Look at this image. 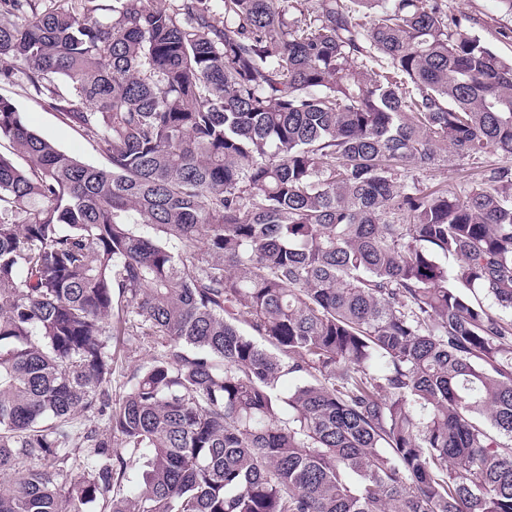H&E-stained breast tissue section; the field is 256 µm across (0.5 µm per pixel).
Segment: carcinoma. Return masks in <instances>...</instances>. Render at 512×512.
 Here are the masks:
<instances>
[{
    "label": "carcinoma",
    "instance_id": "obj_1",
    "mask_svg": "<svg viewBox=\"0 0 512 512\" xmlns=\"http://www.w3.org/2000/svg\"><path fill=\"white\" fill-rule=\"evenodd\" d=\"M41 2L0 78L107 165L0 96V512H512V169L409 180L512 155V61L442 0ZM0 95L12 98L24 112L28 124L37 132L53 139L61 149L96 166L107 164L104 155L95 150L80 132L62 122L58 111L37 102L29 95L23 79L17 77L12 82L1 80ZM447 159L426 170L414 169L410 175L423 187L448 188V191L463 195L473 188L482 186L494 169L512 168V157L498 152L488 153L479 160L460 158L448 152ZM152 352L153 350H149V348L137 349L136 351L126 353V357L122 358V364L119 363V368H117L116 373L112 377V399L114 402L124 394L123 385L126 381V378L123 377L124 373H128L135 366L145 363Z\"/></svg>",
    "mask_w": 512,
    "mask_h": 512
}]
</instances>
